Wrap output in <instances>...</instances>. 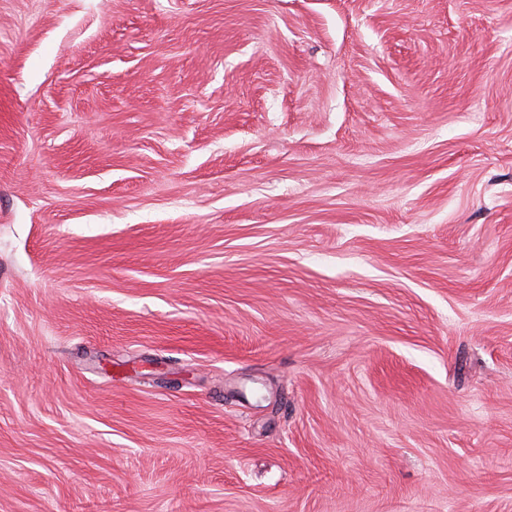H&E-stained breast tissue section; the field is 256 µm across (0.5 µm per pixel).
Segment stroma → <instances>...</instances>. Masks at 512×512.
<instances>
[{"label":"stroma","mask_w":512,"mask_h":512,"mask_svg":"<svg viewBox=\"0 0 512 512\" xmlns=\"http://www.w3.org/2000/svg\"><path fill=\"white\" fill-rule=\"evenodd\" d=\"M0 512H512V0H0Z\"/></svg>","instance_id":"stroma-1"}]
</instances>
